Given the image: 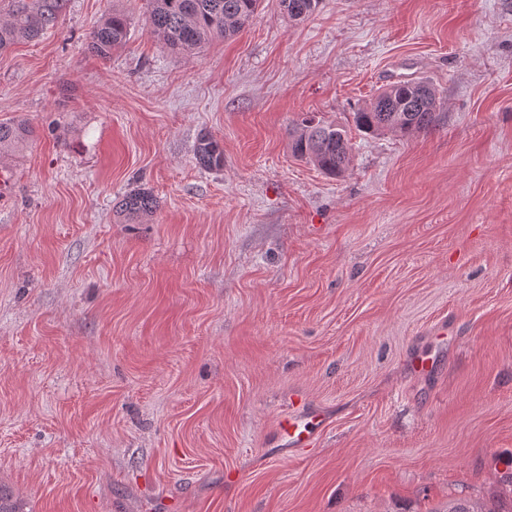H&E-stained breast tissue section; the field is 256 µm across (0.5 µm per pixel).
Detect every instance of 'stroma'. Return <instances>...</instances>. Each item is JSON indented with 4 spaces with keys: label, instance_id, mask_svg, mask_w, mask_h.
Returning a JSON list of instances; mask_svg holds the SVG:
<instances>
[{
    "label": "stroma",
    "instance_id": "35a3bbf8",
    "mask_svg": "<svg viewBox=\"0 0 512 512\" xmlns=\"http://www.w3.org/2000/svg\"><path fill=\"white\" fill-rule=\"evenodd\" d=\"M126 11L103 59L88 34ZM425 79L435 130L352 128ZM350 127L330 177L304 115ZM0 485L25 512H442L512 498V0H263L186 53L146 0H68L0 53ZM209 134L224 167L200 168ZM139 188L140 224L115 206ZM446 321L433 378L414 348ZM326 424L306 448L294 399ZM280 7L291 20H304L315 14L322 0H279ZM288 136L297 160H305L329 176L339 177L347 170L352 144L343 126L303 118L289 128ZM30 134L31 129L25 123L0 122V155L23 146ZM157 207L156 197L150 191L143 189L126 194L118 202L120 213L132 219L144 220L152 216ZM324 415L320 411L299 409L280 420L279 433L284 446L289 448H306L315 440L324 427Z\"/></svg>",
    "mask_w": 512,
    "mask_h": 512
}]
</instances>
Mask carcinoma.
I'll use <instances>...</instances> for the list:
<instances>
[{
    "instance_id": "1",
    "label": "carcinoma",
    "mask_w": 512,
    "mask_h": 512,
    "mask_svg": "<svg viewBox=\"0 0 512 512\" xmlns=\"http://www.w3.org/2000/svg\"><path fill=\"white\" fill-rule=\"evenodd\" d=\"M291 20H304L315 14L322 0H279ZM67 0H7L0 6V52L22 41L38 37L53 26ZM260 0H147L150 32L172 50L190 52L217 40L240 34L253 20ZM128 15L114 9L88 36L89 48L102 58L126 40ZM356 129L367 135L389 131L402 136L430 131L438 126L439 99L432 83L419 80L389 83L368 103L353 112ZM31 134L25 123L0 122V154L15 150ZM292 156L313 164L322 173L339 177L347 170L352 144L341 125L303 118L288 131ZM196 164L203 169L224 166V148L209 135L201 136L194 150ZM158 207L156 197L140 189L123 196L118 209L130 218L144 220ZM0 512H24L20 500L0 486ZM445 512H512L497 502V507L474 510L467 500L448 502Z\"/></svg>"
}]
</instances>
